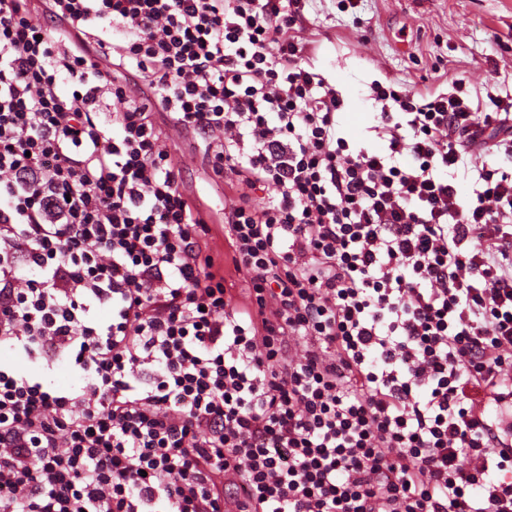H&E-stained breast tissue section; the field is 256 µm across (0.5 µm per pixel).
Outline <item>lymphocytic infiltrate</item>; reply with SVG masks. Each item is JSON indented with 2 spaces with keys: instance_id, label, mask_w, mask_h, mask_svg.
I'll use <instances>...</instances> for the list:
<instances>
[{
  "instance_id": "lymphocytic-infiltrate-1",
  "label": "lymphocytic infiltrate",
  "mask_w": 512,
  "mask_h": 512,
  "mask_svg": "<svg viewBox=\"0 0 512 512\" xmlns=\"http://www.w3.org/2000/svg\"><path fill=\"white\" fill-rule=\"evenodd\" d=\"M300 16L0 0V512H512V170L454 180L512 106L377 83L349 142ZM156 106L234 194L243 306Z\"/></svg>"
}]
</instances>
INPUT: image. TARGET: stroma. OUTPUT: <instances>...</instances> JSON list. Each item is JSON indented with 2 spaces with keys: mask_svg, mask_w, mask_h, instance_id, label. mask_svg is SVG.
I'll return each mask as SVG.
<instances>
[{
  "mask_svg": "<svg viewBox=\"0 0 512 512\" xmlns=\"http://www.w3.org/2000/svg\"><path fill=\"white\" fill-rule=\"evenodd\" d=\"M295 34L304 60L342 95L341 133L363 141L379 104L373 81L398 90L451 91L464 82L463 97L490 112L512 101V0H302ZM155 119L182 169L183 190L210 212L230 196L205 165L193 135Z\"/></svg>",
  "mask_w": 512,
  "mask_h": 512,
  "instance_id": "35a3bbf8",
  "label": "stroma"
}]
</instances>
